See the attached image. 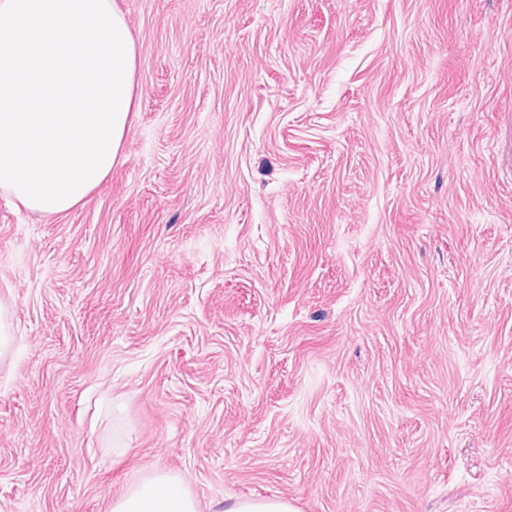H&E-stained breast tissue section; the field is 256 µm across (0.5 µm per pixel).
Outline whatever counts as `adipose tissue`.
<instances>
[{"instance_id":"ef3b65f1","label":"adipose tissue","mask_w":512,"mask_h":512,"mask_svg":"<svg viewBox=\"0 0 512 512\" xmlns=\"http://www.w3.org/2000/svg\"><path fill=\"white\" fill-rule=\"evenodd\" d=\"M138 66L115 0H0V194L38 218L85 206L123 158ZM111 512L198 504L155 470Z\"/></svg>"}]
</instances>
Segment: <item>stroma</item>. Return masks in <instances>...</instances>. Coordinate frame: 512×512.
<instances>
[{"instance_id":"obj_1","label":"stroma","mask_w":512,"mask_h":512,"mask_svg":"<svg viewBox=\"0 0 512 512\" xmlns=\"http://www.w3.org/2000/svg\"><path fill=\"white\" fill-rule=\"evenodd\" d=\"M124 158L0 194V512H512V0H116ZM111 512H198L182 480L164 470L144 475L112 502ZM224 512H297L282 498H238L226 504Z\"/></svg>"}]
</instances>
